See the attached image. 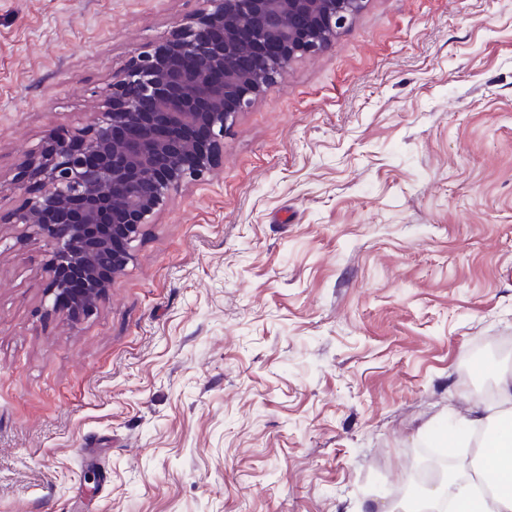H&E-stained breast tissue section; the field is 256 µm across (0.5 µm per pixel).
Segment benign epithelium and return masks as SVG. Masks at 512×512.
<instances>
[{
    "label": "benign epithelium",
    "mask_w": 512,
    "mask_h": 512,
    "mask_svg": "<svg viewBox=\"0 0 512 512\" xmlns=\"http://www.w3.org/2000/svg\"><path fill=\"white\" fill-rule=\"evenodd\" d=\"M171 38L132 61L84 129L50 130L9 216L50 247L52 310L90 317L133 260L132 243L170 192L209 173L229 120L293 60L328 48L367 0H202Z\"/></svg>",
    "instance_id": "7a95c632"
}]
</instances>
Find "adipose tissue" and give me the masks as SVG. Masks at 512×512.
Returning <instances> with one entry per match:
<instances>
[{"label": "adipose tissue", "mask_w": 512, "mask_h": 512, "mask_svg": "<svg viewBox=\"0 0 512 512\" xmlns=\"http://www.w3.org/2000/svg\"><path fill=\"white\" fill-rule=\"evenodd\" d=\"M500 408L484 404L474 406L469 414L461 416L463 428L490 430L491 435L483 449L474 477L492 473L496 478L491 496H475L474 478L456 480L443 476L436 489L421 497L403 496L389 505L386 512H443L445 502H453V512H512V376L500 375L497 384Z\"/></svg>", "instance_id": "1"}]
</instances>
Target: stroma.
<instances>
[{
    "instance_id": "1",
    "label": "stroma",
    "mask_w": 512,
    "mask_h": 512,
    "mask_svg": "<svg viewBox=\"0 0 512 512\" xmlns=\"http://www.w3.org/2000/svg\"><path fill=\"white\" fill-rule=\"evenodd\" d=\"M200 0H0V512H360L512 373V0H368L79 325L24 159Z\"/></svg>"
}]
</instances>
